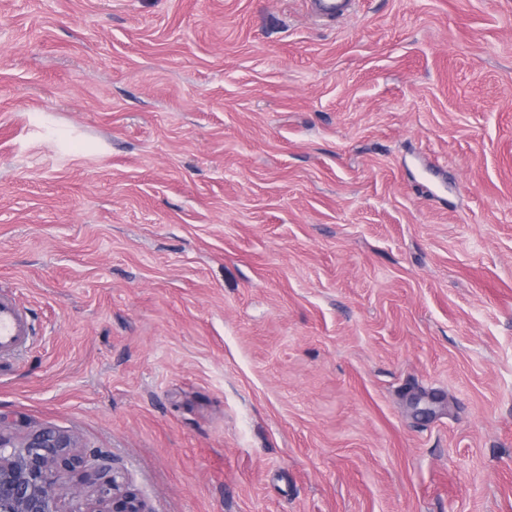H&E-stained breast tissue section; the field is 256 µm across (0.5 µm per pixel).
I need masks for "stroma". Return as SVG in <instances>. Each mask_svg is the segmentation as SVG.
I'll list each match as a JSON object with an SVG mask.
<instances>
[{
	"instance_id": "1",
	"label": "stroma",
	"mask_w": 512,
	"mask_h": 512,
	"mask_svg": "<svg viewBox=\"0 0 512 512\" xmlns=\"http://www.w3.org/2000/svg\"><path fill=\"white\" fill-rule=\"evenodd\" d=\"M0 283L151 512H512V0H0ZM311 10L319 19L325 22L336 20L337 17L350 12L354 0H310Z\"/></svg>"
}]
</instances>
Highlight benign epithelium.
<instances>
[{
	"mask_svg": "<svg viewBox=\"0 0 512 512\" xmlns=\"http://www.w3.org/2000/svg\"><path fill=\"white\" fill-rule=\"evenodd\" d=\"M6 421L0 415V512H64L67 496L80 499L74 512H150L108 452L76 453L77 441L52 427L17 442L5 433Z\"/></svg>",
	"mask_w": 512,
	"mask_h": 512,
	"instance_id": "1",
	"label": "benign epithelium"
}]
</instances>
